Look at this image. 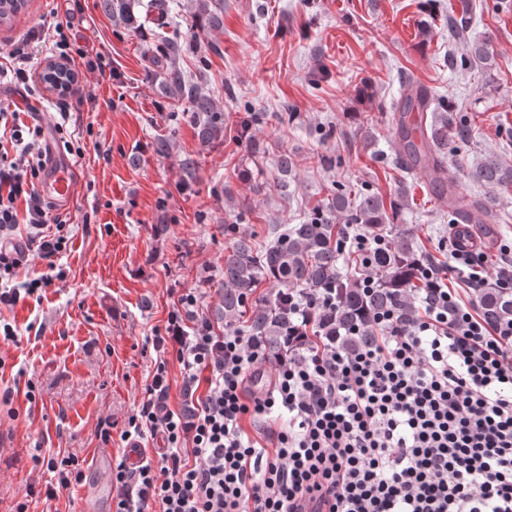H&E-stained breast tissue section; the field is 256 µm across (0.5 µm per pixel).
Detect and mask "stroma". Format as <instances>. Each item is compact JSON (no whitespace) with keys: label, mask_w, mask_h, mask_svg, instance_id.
Returning a JSON list of instances; mask_svg holds the SVG:
<instances>
[{"label":"stroma","mask_w":512,"mask_h":512,"mask_svg":"<svg viewBox=\"0 0 512 512\" xmlns=\"http://www.w3.org/2000/svg\"><path fill=\"white\" fill-rule=\"evenodd\" d=\"M499 1L471 0L468 27L452 38L459 0H224L221 52L207 72L226 125L215 147L202 146L188 116L145 79V41L115 25L99 0H29L0 26V52L28 42L37 78L34 95L0 83V97L16 99L21 121L47 131L67 111L78 173L74 197L51 209L67 225V249L50 262L30 257L18 274L32 279L54 268L62 278L0 306V321L16 331L0 336V512L21 503L27 512H82L83 485L59 488L46 466L53 457L76 455L87 473L108 457L100 478L111 484L113 465L129 451L121 433L159 358L167 360L170 407H195L175 354L160 355L154 339L187 290L198 293L204 315L220 306L224 255L235 238L270 243L276 226L299 223L338 184L388 198L404 182L409 204L397 223L447 262L448 213L419 177L397 166L387 119L411 79L440 105H462L475 127L473 140L449 153L450 167H472L489 154L512 166V0L505 10ZM60 21L85 53L72 64L76 80L65 94L40 80L52 61L41 30ZM483 39L490 75L449 67V55L469 56ZM366 84L369 101L358 96ZM247 105L260 124L241 139ZM162 136L172 139L165 157L153 150ZM188 155L198 169L187 186L180 163ZM284 155L292 172L283 192L273 180ZM319 155L333 165L316 163ZM459 191L490 200L502 217L494 234L473 227L487 257L482 274L494 281L501 247L512 246V193L467 179ZM50 487L56 500L45 498Z\"/></svg>","instance_id":"1"}]
</instances>
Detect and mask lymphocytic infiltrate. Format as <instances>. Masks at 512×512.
<instances>
[{"label": "lymphocytic infiltrate", "instance_id": "obj_1", "mask_svg": "<svg viewBox=\"0 0 512 512\" xmlns=\"http://www.w3.org/2000/svg\"><path fill=\"white\" fill-rule=\"evenodd\" d=\"M0 98V305L51 283L15 282L28 261L17 225L50 211L36 189L40 126ZM483 256L456 247L448 264L417 263L413 316L375 311L355 349L318 329L336 291L291 294L282 352L242 330L172 314L155 346L172 350L201 388L186 418L167 404L159 362L124 439L158 438L156 460L119 463L114 512H512V320L488 323L449 276L483 288Z\"/></svg>", "mask_w": 512, "mask_h": 512}]
</instances>
